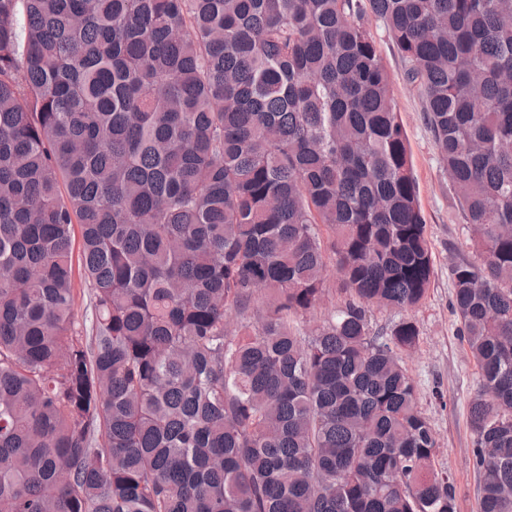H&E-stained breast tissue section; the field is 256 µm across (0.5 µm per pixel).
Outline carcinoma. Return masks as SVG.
I'll list each match as a JSON object with an SVG mask.
<instances>
[{
	"instance_id": "1",
	"label": "carcinoma",
	"mask_w": 512,
	"mask_h": 512,
	"mask_svg": "<svg viewBox=\"0 0 512 512\" xmlns=\"http://www.w3.org/2000/svg\"><path fill=\"white\" fill-rule=\"evenodd\" d=\"M374 18L472 233L480 510L512 512V0H0V512H457L419 328L369 319L434 274ZM327 287L331 288L332 294H330L329 299L321 307L307 317V319L311 320V325L322 322L341 304L342 297L338 291L339 287L336 280V274L332 269L327 272ZM76 305L75 314L76 322L80 329H84L85 325L89 330L90 319H91V307H90V291L84 287L80 280L76 279Z\"/></svg>"
}]
</instances>
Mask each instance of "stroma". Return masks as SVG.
I'll return each mask as SVG.
<instances>
[{
	"label": "stroma",
	"instance_id": "1",
	"mask_svg": "<svg viewBox=\"0 0 512 512\" xmlns=\"http://www.w3.org/2000/svg\"><path fill=\"white\" fill-rule=\"evenodd\" d=\"M371 32L390 73L397 110L411 146L420 206L434 257V275L425 299L404 314L420 330L419 347L407 357L406 367L417 384L419 405L439 439L437 466L448 471L455 482L458 512H480L469 415L480 374L452 312L453 288L448 277L450 262L458 254L472 252L470 230L455 205L448 174L425 120L421 92L407 80V66L382 22H373ZM404 315L376 309L371 320L378 327Z\"/></svg>",
	"mask_w": 512,
	"mask_h": 512
}]
</instances>
